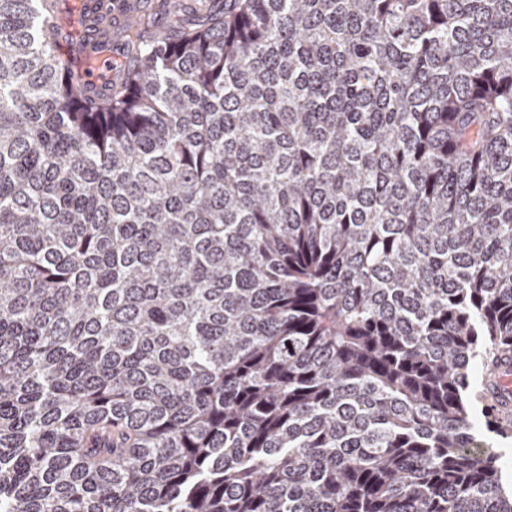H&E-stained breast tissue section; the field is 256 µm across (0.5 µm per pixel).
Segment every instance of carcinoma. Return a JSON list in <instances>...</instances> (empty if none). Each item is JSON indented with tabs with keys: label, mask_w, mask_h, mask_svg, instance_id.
<instances>
[{
	"label": "carcinoma",
	"mask_w": 512,
	"mask_h": 512,
	"mask_svg": "<svg viewBox=\"0 0 512 512\" xmlns=\"http://www.w3.org/2000/svg\"><path fill=\"white\" fill-rule=\"evenodd\" d=\"M161 7L0 0V512H512V0ZM492 398L504 413L512 414V364L510 363V357L501 364ZM471 413L478 420L479 425L475 431L477 443L482 448H489L498 456L497 465L501 469L502 481L505 487L512 488V436L505 437L497 435L485 425L483 417L485 400L476 397V393L482 389L481 361L473 363L471 374Z\"/></svg>",
	"instance_id": "1"
}]
</instances>
